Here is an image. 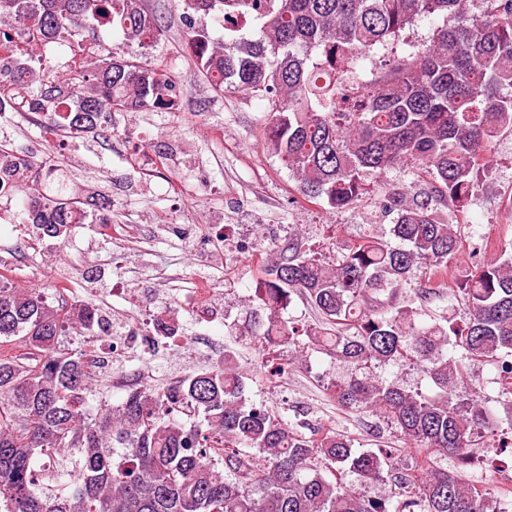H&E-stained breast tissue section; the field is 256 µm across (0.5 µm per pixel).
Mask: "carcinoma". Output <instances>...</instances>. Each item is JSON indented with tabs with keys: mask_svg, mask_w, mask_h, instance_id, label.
<instances>
[{
	"mask_svg": "<svg viewBox=\"0 0 512 512\" xmlns=\"http://www.w3.org/2000/svg\"><path fill=\"white\" fill-rule=\"evenodd\" d=\"M194 66L220 93L267 102L264 143L306 200L345 209L371 179L407 167L415 189L380 200L395 215L393 246L374 233L328 260L296 236L269 247L251 336L226 325L232 345L270 352L268 379L304 364V348L347 368L326 390L341 408L371 413L418 453L375 451L332 427L300 431L245 396L234 348L181 378L125 388L108 404L107 375L63 337L102 318L81 301L58 304L0 274V512H512V491L478 485L464 469L478 448L512 449V243L463 264L459 225L500 134L512 131V0H177ZM436 16L428 45L345 81L379 45ZM224 29L211 36L209 23ZM146 49L160 36L143 0H0V112L27 109L54 131H112V113L176 111L180 89L149 62L80 42L94 26ZM68 41L79 59L50 74L37 52ZM23 196L31 244L65 238L88 219L83 194L32 154L0 143V198ZM453 273L464 318H419L420 275ZM411 287L400 306L397 293ZM320 317H283L292 295ZM168 304L155 316L170 338L182 329ZM306 337L307 342L300 341ZM417 370L427 394L377 369ZM495 369L505 417L476 371ZM507 427H502V424ZM450 457L457 468L439 465ZM377 485L373 497L366 487Z\"/></svg>",
	"mask_w": 512,
	"mask_h": 512,
	"instance_id": "obj_1",
	"label": "carcinoma"
}]
</instances>
